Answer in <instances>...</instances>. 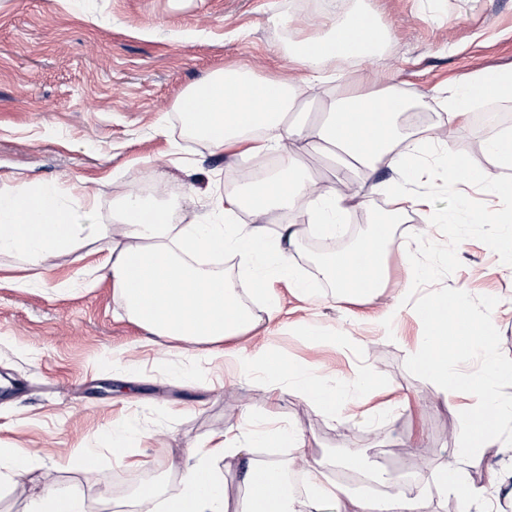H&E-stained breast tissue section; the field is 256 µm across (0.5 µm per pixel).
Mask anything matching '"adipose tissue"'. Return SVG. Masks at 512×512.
<instances>
[{
    "mask_svg": "<svg viewBox=\"0 0 512 512\" xmlns=\"http://www.w3.org/2000/svg\"><path fill=\"white\" fill-rule=\"evenodd\" d=\"M389 37V28L373 11L332 18L327 35L289 42L288 54L303 69V77L264 79L244 67L218 70L184 92L177 104L178 121L187 134L202 138L213 151L236 149L245 157L276 153L289 163L292 145L331 146L365 176L387 168L418 181L435 164L444 167L449 188L464 181L498 199V208L491 211L459 197L457 212L467 223L511 224V130L486 142L488 166L469 165L455 153L451 137L428 129L415 135L399 128L397 119L409 102L392 85L368 94L339 88L336 96L324 101L322 121L308 126L289 122L288 114L302 91L327 81L328 63L380 55ZM507 98H512V68H501L467 75L446 90L440 105L449 126L460 128L477 106ZM367 204L356 192L314 189L308 174L292 168L245 194L226 188L212 204L217 220L210 224L176 222L180 199L126 194L112 209L117 230L102 268L111 275L126 314L152 335L215 344L252 331L258 321L223 273L201 267L199 255L240 252L241 274L261 295L272 277L292 273L286 250L266 236L267 214L277 208L294 209L306 223L332 235L352 209ZM242 209L253 216V223H221V216ZM387 239L385 226H375L358 245L319 265V275L343 298L374 296L383 279L382 246ZM84 244L74 225L73 208L58 185L40 183L0 192V253H24L36 265L53 255L78 251ZM254 446H290L301 453L306 443L291 429L249 432L244 446L224 435L214 436L210 447L195 449L184 460L180 493L164 497L155 489L139 492L131 502L132 512H289L282 466L254 459ZM216 456L237 461L242 472L237 496H229L223 479L214 473L211 460ZM309 476V512L427 508V488L414 478L381 496L328 481L315 465Z\"/></svg>",
    "mask_w": 512,
    "mask_h": 512,
    "instance_id": "obj_1",
    "label": "adipose tissue"
}]
</instances>
